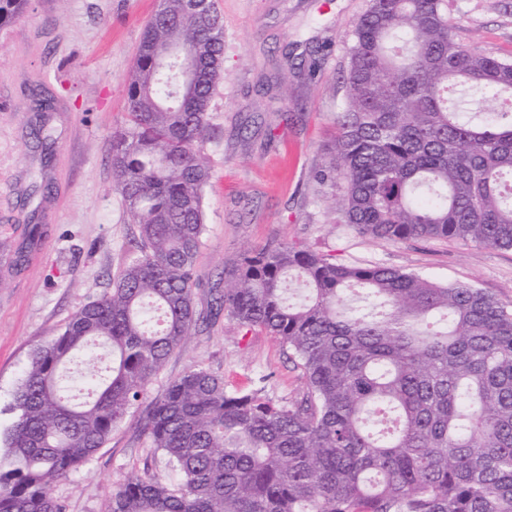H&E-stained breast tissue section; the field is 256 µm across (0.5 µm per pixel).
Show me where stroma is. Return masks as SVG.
<instances>
[{"instance_id": "obj_1", "label": "stroma", "mask_w": 512, "mask_h": 512, "mask_svg": "<svg viewBox=\"0 0 512 512\" xmlns=\"http://www.w3.org/2000/svg\"><path fill=\"white\" fill-rule=\"evenodd\" d=\"M157 0H28L0 25V435L33 350L71 314L112 286L135 250L114 187L110 136L144 23ZM224 18V65L202 145L212 170L196 301L248 251L297 242L344 263H376L441 283L481 288L512 307V249L454 239L375 240L336 221L328 187L313 173L329 160L332 116L344 103L352 30L368 0H215ZM448 19L469 50L512 58V0H448ZM322 74H308L312 60ZM53 109H35V94ZM43 127L51 156L30 131ZM223 376L228 389L262 380L291 402L303 389L279 340L242 333L227 317L196 327L153 379L150 396L189 367ZM174 473L131 422L79 472L60 479L66 512H105L134 473Z\"/></svg>"}]
</instances>
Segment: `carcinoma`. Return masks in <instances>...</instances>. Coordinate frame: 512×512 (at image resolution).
<instances>
[{"label": "carcinoma", "instance_id": "obj_1", "mask_svg": "<svg viewBox=\"0 0 512 512\" xmlns=\"http://www.w3.org/2000/svg\"><path fill=\"white\" fill-rule=\"evenodd\" d=\"M27 0H0V24ZM327 165L336 223L386 241L512 249V59L475 53L447 0H369L355 22ZM194 50L193 93L152 49ZM224 63L218 9L160 0L112 131L114 182L136 255L112 288L35 348L0 448V512H65L53 484L89 464L128 417L177 473L132 474L106 512H512V309L472 285L347 264L296 243L246 252L211 307L288 348L302 395L229 391L191 367L149 386L203 319L201 156ZM305 285L288 301L286 280Z\"/></svg>", "mask_w": 512, "mask_h": 512}]
</instances>
